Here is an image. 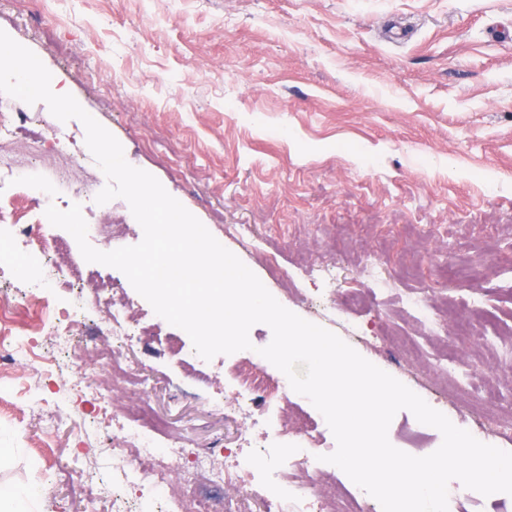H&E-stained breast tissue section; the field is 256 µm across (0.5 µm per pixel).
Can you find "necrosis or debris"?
<instances>
[{
    "mask_svg": "<svg viewBox=\"0 0 512 512\" xmlns=\"http://www.w3.org/2000/svg\"><path fill=\"white\" fill-rule=\"evenodd\" d=\"M27 119L15 100L0 96V185L8 183L20 189L36 210L33 220L23 224L12 208L0 201V283L10 281L13 275L30 273L34 259L39 258L43 264L30 280L32 292L64 284L79 285L69 310L40 318L39 326L54 336L72 359L86 395L95 399L112 396L120 381L138 391V407L121 412L117 419L104 417L93 424L97 430L109 428L116 421L121 424L123 435L112 450L113 466L139 473L159 502V512H224L225 487L233 485L234 474L255 464L254 459L245 456V449L270 448L274 455L265 463V481L258 485L241 482L235 485L237 493L261 500L265 512H313L317 502L314 477L321 468L313 431L298 422L288 433L273 413L256 414V404L270 396L259 358L251 359L249 371L240 374L231 396L211 404L213 411L240 421L238 447L211 446L190 453L181 440L168 438L166 423L152 413L146 402L149 389L145 380L123 358L122 349L134 334L132 304L129 299L115 297V286L110 281L87 280L80 268L66 261L67 247L50 233L45 216L62 184L78 186L82 196L94 195L96 187L86 181L85 171L96 161L92 155L72 153L70 132L53 125L48 129L52 148L38 149L40 166L36 175L24 177L13 153L22 146L17 130ZM99 307L104 308L106 316L96 329L98 335L106 337L107 345L91 350L73 341V328L83 322L88 310ZM188 456L192 457L194 468L189 476L183 471V460ZM187 476L205 488V495L191 501L171 492L174 479Z\"/></svg>",
    "mask_w": 512,
    "mask_h": 512,
    "instance_id": "obj_1",
    "label": "necrosis or debris"
}]
</instances>
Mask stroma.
<instances>
[{"instance_id":"1","label":"stroma","mask_w":512,"mask_h":512,"mask_svg":"<svg viewBox=\"0 0 512 512\" xmlns=\"http://www.w3.org/2000/svg\"><path fill=\"white\" fill-rule=\"evenodd\" d=\"M512 24V0H55L33 12L28 0H0V29L33 51L52 90L72 94L121 143L129 164L154 175L170 195L262 281L285 308L344 335L398 333L410 354L357 345L364 358L449 413L457 405L512 423V42L493 38ZM249 224L261 252L226 234ZM274 256L281 268L272 273ZM378 258L395 287L447 296L441 329L429 333L398 315L392 296L365 309L319 313L324 284L314 264L336 273V293L362 288L358 271ZM482 297L481 328L466 318L464 288ZM135 323L151 328L128 362L148 375L151 404L192 447L239 445L240 425L211 411L236 359L196 380L166 351L182 330L153 327L135 296ZM457 353L469 388L433 372ZM38 369L0 370V486L37 482L42 512H107L84 499L93 482L128 485L112 470V437L86 431L100 408L65 388L74 374L53 337L35 335ZM267 366L284 418L310 422L320 446L335 447L321 413L284 392ZM501 406L487 404L486 392ZM58 417L45 428L35 405ZM388 437L421 457L441 433L407 410Z\"/></svg>"}]
</instances>
